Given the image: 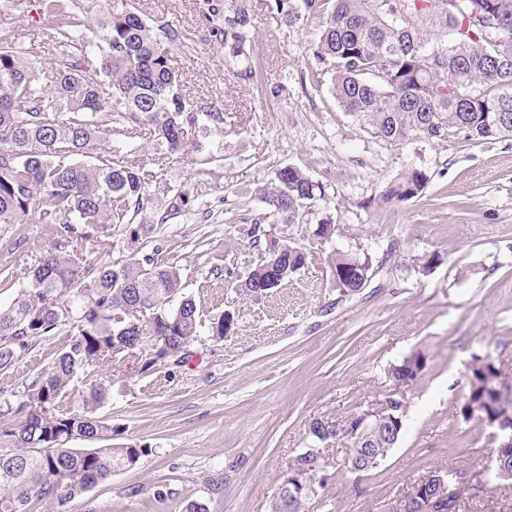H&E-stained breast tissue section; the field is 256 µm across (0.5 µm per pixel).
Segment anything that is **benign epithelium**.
<instances>
[{
    "instance_id": "1",
    "label": "benign epithelium",
    "mask_w": 512,
    "mask_h": 512,
    "mask_svg": "<svg viewBox=\"0 0 512 512\" xmlns=\"http://www.w3.org/2000/svg\"><path fill=\"white\" fill-rule=\"evenodd\" d=\"M404 387L395 389L398 398L395 402L374 404L371 408L352 415L348 420L340 422L336 432L341 436L352 439L356 446V453L349 458L354 470L376 468L380 465L382 458L370 448L363 447V444L370 440V434L374 431H388L392 440L399 438L402 430V414L404 408ZM486 424L493 428L492 434L500 440L497 448V456L492 458L495 472L498 478H504L503 464L504 454L512 452V425L499 419L486 421ZM306 458L310 459L308 478L304 482L295 480L289 476V484L280 485V489L290 491V496L297 499H312L317 494V489L326 481L324 464L321 462L322 454L318 448H308L303 452ZM410 495L413 498L412 507L419 512H451L455 506V492L448 482V473L442 470H434L416 479L412 483Z\"/></svg>"
}]
</instances>
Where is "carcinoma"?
I'll use <instances>...</instances> for the list:
<instances>
[{"instance_id": "carcinoma-1", "label": "carcinoma", "mask_w": 512, "mask_h": 512, "mask_svg": "<svg viewBox=\"0 0 512 512\" xmlns=\"http://www.w3.org/2000/svg\"><path fill=\"white\" fill-rule=\"evenodd\" d=\"M497 5L509 27L508 43L474 22ZM285 23L317 22L310 83L332 74L331 92L343 109L384 140L410 136L443 141L451 132L470 140L512 136V0H266ZM38 24L49 32L55 58L44 62L42 43L0 35V224H47L54 243L23 272L13 302L0 307V372L33 343L71 328L70 340L46 369L34 374L6 415L24 421L5 432L15 447L0 448V512H64L69 501L118 469L135 465L143 448L112 447V423L97 414L108 389L92 382L95 369L123 363L143 348L140 371L190 357L202 326L194 299L184 295L180 272L152 255L99 264L93 242L103 229L131 224L149 202L152 172L138 160H116L112 135L146 132L171 154L185 151L197 128L224 125V109L188 102L169 49L184 43L171 23L144 15L136 0H112L98 20V41L84 40L80 0H35ZM211 35L224 62L242 81L256 76L246 45L252 27L248 0H211ZM449 37L442 47L434 37ZM117 128H112V124ZM107 147L87 159L89 147ZM429 176L403 173L382 191L378 206L420 197ZM264 213L253 222V243L266 258L235 285L251 297L273 289L303 268L308 255L265 235L264 224L295 223L302 205L322 199L319 183L295 166L276 170L259 190ZM368 254H339L336 271L366 264ZM425 368L418 351L387 371L396 387ZM499 367L473 363L464 419L512 422V391L493 395L489 378ZM87 384L81 409L55 407L76 383ZM77 440L102 441L71 448Z\"/></svg>"}]
</instances>
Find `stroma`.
<instances>
[{
	"mask_svg": "<svg viewBox=\"0 0 512 512\" xmlns=\"http://www.w3.org/2000/svg\"><path fill=\"white\" fill-rule=\"evenodd\" d=\"M251 2L246 50L257 78L246 83L210 35L208 0H138L147 16L186 34L187 44L172 49L173 64L191 102L223 107L224 126L196 132L184 154L165 158L146 138L113 137L157 163L151 202L136 218L155 231L137 236L113 225L94 256L109 263L157 254L179 270L202 322L227 311L234 322L223 341L200 334L182 364L143 373L133 356L97 368L108 388L98 413L112 425L113 446L144 453L68 503V512H184L191 501L208 512H270L289 460L311 445L309 422L344 421L385 399L388 368L416 351L426 366L405 389L394 448L357 476L336 469L346 442L324 444L331 478L310 512H383L413 480L448 469L487 483L476 497L460 486L457 512H512V485L487 471L490 428L459 413L475 358L512 365V137H376L340 107L330 84L311 85L314 22L288 26L261 0ZM285 165L319 182L324 197L299 223L267 231L309 258L280 287L246 299L234 286L260 258L249 234L264 211L257 190ZM412 168L429 176L420 198L373 205ZM184 189L187 205L167 218ZM323 219L336 226L332 241L312 234ZM52 240L43 224H0L1 306L16 293L5 277H20ZM364 250L371 281L341 295L332 278L336 254ZM67 342L64 333L38 341L0 372V402L21 398Z\"/></svg>",
	"mask_w": 512,
	"mask_h": 512,
	"instance_id": "1",
	"label": "stroma"
}]
</instances>
